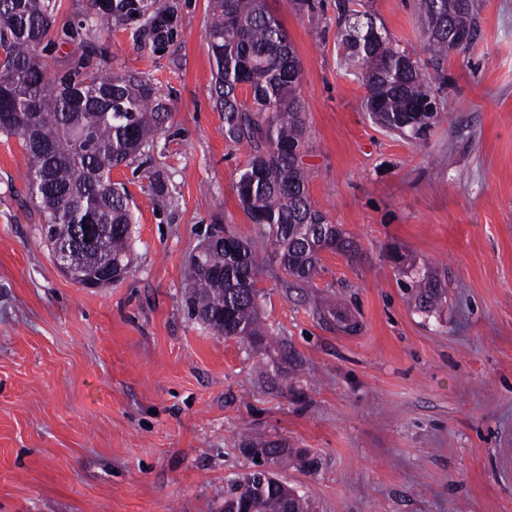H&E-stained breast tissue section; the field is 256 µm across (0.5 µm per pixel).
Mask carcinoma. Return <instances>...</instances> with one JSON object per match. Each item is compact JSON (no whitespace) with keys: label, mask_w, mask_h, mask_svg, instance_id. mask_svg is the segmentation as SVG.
<instances>
[{"label":"carcinoma","mask_w":512,"mask_h":512,"mask_svg":"<svg viewBox=\"0 0 512 512\" xmlns=\"http://www.w3.org/2000/svg\"><path fill=\"white\" fill-rule=\"evenodd\" d=\"M424 22L426 51L446 56L457 36L465 51L477 36L474 10L452 0H417ZM48 0H0V113L20 117L0 130L14 133L31 162L29 177L39 180V206L70 216L48 238L70 241L71 279L82 284L91 272L128 274L131 270L128 194L112 185V169L145 147L164 116V106L140 79L73 71L50 79L35 55L50 28ZM336 27L349 60L367 90L366 107L380 125L419 139L434 125L438 109L432 78L384 27L369 43L374 20L366 10L337 0ZM209 48L217 67L215 91L224 110V135L247 142L252 152L240 172L236 191L250 220L269 229L271 256L298 286L313 283L325 249L346 251L345 238L307 191L300 161L306 135L298 95L301 65L280 22L265 0H213ZM245 82L252 102L236 89ZM93 221L88 238L75 239L83 221ZM403 267L402 287L419 312L430 315L446 302L445 289L428 270L392 255ZM262 275L251 245L230 232L206 244L189 263V305L216 332L260 347L267 332L259 315L257 284ZM255 469L228 481L221 512H314L313 503L276 478L270 465L289 454L278 441L247 444Z\"/></svg>","instance_id":"1"}]
</instances>
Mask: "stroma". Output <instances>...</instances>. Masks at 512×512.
<instances>
[{
    "mask_svg": "<svg viewBox=\"0 0 512 512\" xmlns=\"http://www.w3.org/2000/svg\"><path fill=\"white\" fill-rule=\"evenodd\" d=\"M319 2L267 8L302 66L311 201L355 247L323 251L312 287L289 288L235 190L250 149L224 136L211 0L118 16L51 0L48 75L136 76L167 112L112 171L130 196L132 270L102 288L57 268L30 159L0 131V512H215L251 470V440L312 460L275 471L316 512H512V0H475L478 35L438 64L439 118L420 139L371 120L336 0ZM359 2L422 53L413 0ZM161 14L172 25L157 37ZM224 229L266 268L270 347L188 308L189 259ZM395 251L440 279L439 312L409 304Z\"/></svg>",
    "mask_w": 512,
    "mask_h": 512,
    "instance_id": "obj_1",
    "label": "stroma"
}]
</instances>
